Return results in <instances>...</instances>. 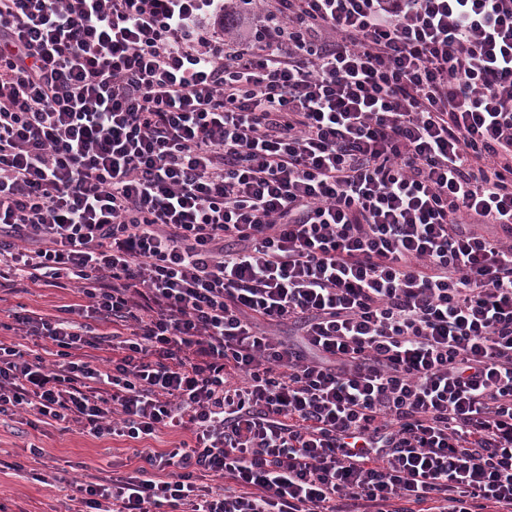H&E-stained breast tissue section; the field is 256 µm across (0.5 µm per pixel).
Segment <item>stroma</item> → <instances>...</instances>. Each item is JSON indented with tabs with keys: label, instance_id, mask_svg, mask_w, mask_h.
Wrapping results in <instances>:
<instances>
[{
	"label": "stroma",
	"instance_id": "stroma-1",
	"mask_svg": "<svg viewBox=\"0 0 512 512\" xmlns=\"http://www.w3.org/2000/svg\"><path fill=\"white\" fill-rule=\"evenodd\" d=\"M74 287L35 286L24 282L0 289V339L13 342L15 331L4 328L9 315L20 310L56 315L59 306L78 302ZM44 452L41 471L49 483L32 480L30 446ZM136 441L124 437L97 439L53 422L31 425L26 414L0 415V512H65L67 497L52 477L63 468L80 475L85 469L128 472L138 466Z\"/></svg>",
	"mask_w": 512,
	"mask_h": 512
}]
</instances>
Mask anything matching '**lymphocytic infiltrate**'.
I'll return each instance as SVG.
<instances>
[{"label":"lymphocytic infiltrate","mask_w":512,"mask_h":512,"mask_svg":"<svg viewBox=\"0 0 512 512\" xmlns=\"http://www.w3.org/2000/svg\"><path fill=\"white\" fill-rule=\"evenodd\" d=\"M2 265L0 414L192 435L67 512H512V0H0ZM67 285V288H57L18 282L13 286L0 288V321L14 326V320L8 315L15 312L24 314L27 311H34L38 314L53 316L58 314L59 306L84 304L78 297L76 288L69 283Z\"/></svg>","instance_id":"f902f5d3"}]
</instances>
